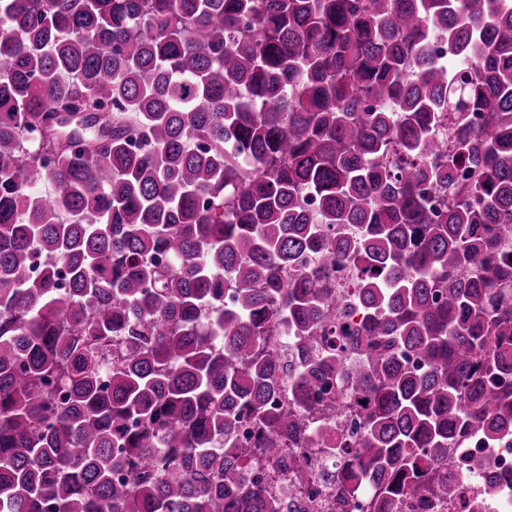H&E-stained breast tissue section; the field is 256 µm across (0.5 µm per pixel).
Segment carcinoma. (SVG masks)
Returning <instances> with one entry per match:
<instances>
[{
	"instance_id": "1",
	"label": "carcinoma",
	"mask_w": 512,
	"mask_h": 512,
	"mask_svg": "<svg viewBox=\"0 0 512 512\" xmlns=\"http://www.w3.org/2000/svg\"><path fill=\"white\" fill-rule=\"evenodd\" d=\"M510 233L512 0H0V512H280L339 384L337 498L453 497Z\"/></svg>"
}]
</instances>
